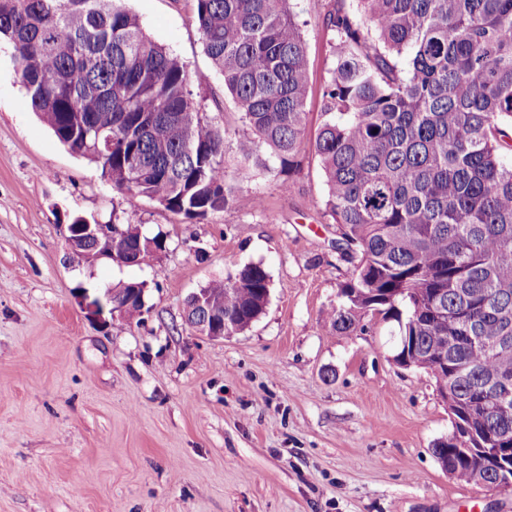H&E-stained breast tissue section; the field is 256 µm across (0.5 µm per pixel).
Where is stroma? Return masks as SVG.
<instances>
[{"mask_svg": "<svg viewBox=\"0 0 512 512\" xmlns=\"http://www.w3.org/2000/svg\"><path fill=\"white\" fill-rule=\"evenodd\" d=\"M119 4L207 76L191 90L228 133L230 202L190 220L129 201L32 111L0 41V512H512V493L441 468L448 407L430 372L393 362L389 324L351 336L330 325L351 266L336 257L311 145L336 0H291L309 67L292 174L242 172L246 127L203 50L195 0ZM77 216L136 225L166 250L142 267L80 259L66 242ZM248 263L270 275L264 314L221 341L189 327L187 296ZM121 280L146 282L141 319L97 310Z\"/></svg>", "mask_w": 512, "mask_h": 512, "instance_id": "1", "label": "stroma"}]
</instances>
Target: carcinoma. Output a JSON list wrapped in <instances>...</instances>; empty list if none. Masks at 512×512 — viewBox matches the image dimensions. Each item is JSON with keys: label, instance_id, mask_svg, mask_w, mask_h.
I'll use <instances>...</instances> for the list:
<instances>
[{"label": "carcinoma", "instance_id": "obj_1", "mask_svg": "<svg viewBox=\"0 0 512 512\" xmlns=\"http://www.w3.org/2000/svg\"><path fill=\"white\" fill-rule=\"evenodd\" d=\"M205 54L250 134L249 161L290 170L306 132L308 66L289 0H196ZM335 66L313 142L352 265L329 318L351 335L371 316L393 321L398 353L427 355L463 441L512 436V0H336L327 18ZM33 112L129 199L189 219L224 210L226 131L193 100L191 76L114 0H0ZM141 236L133 265L154 262ZM234 333L265 310L260 263L208 284ZM435 457L470 482V462L442 443Z\"/></svg>", "mask_w": 512, "mask_h": 512}]
</instances>
